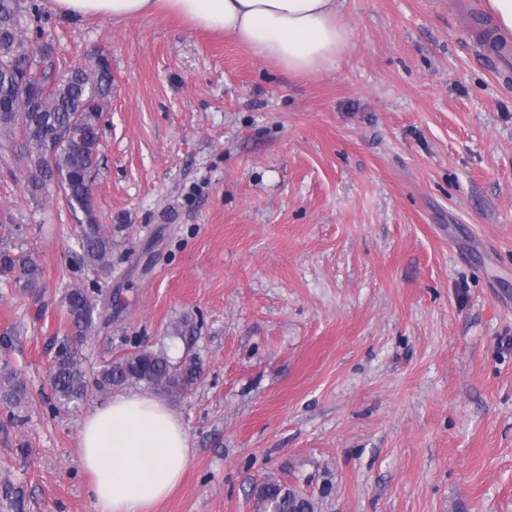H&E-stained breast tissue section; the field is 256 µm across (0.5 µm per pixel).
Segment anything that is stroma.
Segmentation results:
<instances>
[{
    "mask_svg": "<svg viewBox=\"0 0 512 512\" xmlns=\"http://www.w3.org/2000/svg\"><path fill=\"white\" fill-rule=\"evenodd\" d=\"M35 2L59 68L112 63L92 185L112 266L78 263L64 200H30L0 148V222L43 269L33 292L0 276V512H95L80 430L110 396L50 385L69 288L112 300L88 370L200 364L151 392L192 448L152 512H263L270 476L319 512H512V64L479 40L488 0H341L352 44L315 76L165 11Z\"/></svg>",
    "mask_w": 512,
    "mask_h": 512,
    "instance_id": "stroma-1",
    "label": "stroma"
}]
</instances>
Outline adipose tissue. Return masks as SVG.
Wrapping results in <instances>:
<instances>
[{"instance_id":"1","label":"adipose tissue","mask_w":512,"mask_h":512,"mask_svg":"<svg viewBox=\"0 0 512 512\" xmlns=\"http://www.w3.org/2000/svg\"><path fill=\"white\" fill-rule=\"evenodd\" d=\"M54 12L121 24L167 9L192 27L233 35L283 72L312 76L333 68L352 32L338 0H50ZM188 434L160 399L120 394L95 409L80 434V464L91 477L96 512H148L181 481Z\"/></svg>"}]
</instances>
